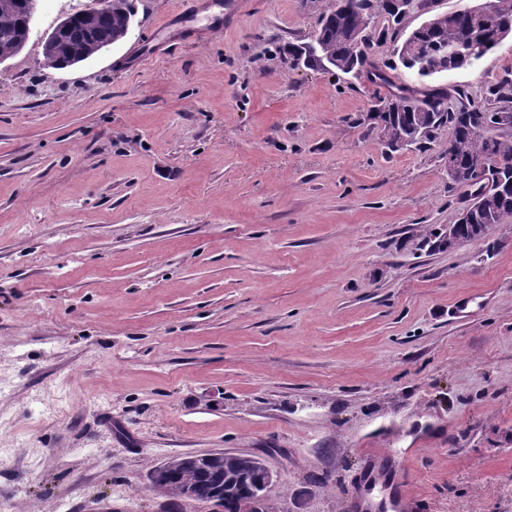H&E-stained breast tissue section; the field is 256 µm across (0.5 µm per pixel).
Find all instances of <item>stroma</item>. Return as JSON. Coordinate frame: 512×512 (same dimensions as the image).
<instances>
[{
    "instance_id": "stroma-1",
    "label": "stroma",
    "mask_w": 512,
    "mask_h": 512,
    "mask_svg": "<svg viewBox=\"0 0 512 512\" xmlns=\"http://www.w3.org/2000/svg\"><path fill=\"white\" fill-rule=\"evenodd\" d=\"M330 2L134 0L46 69L91 0H41L0 64V512H207L151 475L218 450L272 512H512V219L425 244L468 203L451 131L389 151L366 76L290 67ZM114 3L115 0H95L91 7L84 10L92 15L85 16L83 10L71 15L68 25L59 35L58 62L55 46L48 38L44 42L42 66L57 69L59 65L63 68L77 64L95 57L99 42L114 45L124 41L135 15L133 0H118L113 6Z\"/></svg>"
}]
</instances>
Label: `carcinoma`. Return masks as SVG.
<instances>
[{
    "instance_id": "cac0c4a2",
    "label": "carcinoma",
    "mask_w": 512,
    "mask_h": 512,
    "mask_svg": "<svg viewBox=\"0 0 512 512\" xmlns=\"http://www.w3.org/2000/svg\"><path fill=\"white\" fill-rule=\"evenodd\" d=\"M376 12H388L387 0H334L321 17L316 39L322 43L321 56L309 52L308 44H292L287 53L291 65L333 69L341 74L365 73L370 82L387 89L384 98L392 102L397 113L386 119L369 113L373 128L391 141L406 140V146L421 148L433 131L447 126L452 130L448 145L461 162V182L468 181L470 167L486 166L483 201L475 214V223L462 228L463 239L480 237L477 225L502 224L512 217V201L498 193V181H512V137L498 136L497 128L484 125L481 115L512 112V78L505 77L487 87L486 97L499 103L495 108L464 104L465 90L459 86L436 85L430 78L441 72L439 48L444 45L469 43L489 52L500 46L499 35L512 36V0H486L480 9L463 8L451 14L435 16L432 31L424 43H413L398 37V29L384 26L370 29ZM135 15L133 0H117L109 13L85 15L79 11L70 16L57 44L58 63L62 67L77 64L97 55L98 44L124 41ZM27 0H0V56L11 58L27 43ZM389 40L396 44V56L412 77L409 84L394 85L385 72L371 64L367 49L373 40ZM500 137L499 150L486 156L487 141ZM232 480L240 493L258 490L256 472L241 473L229 468L213 470L210 466L194 474L199 497L207 498L223 480Z\"/></svg>"
}]
</instances>
